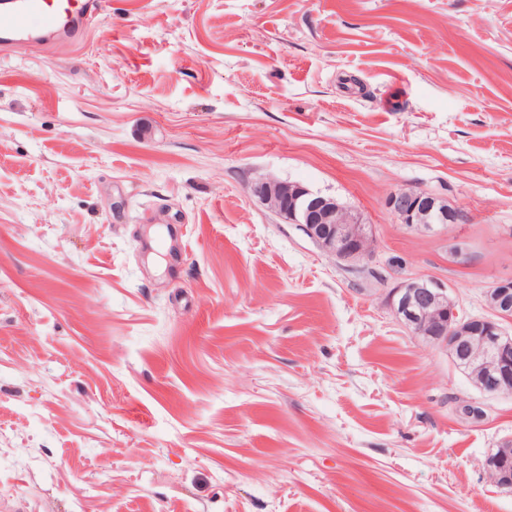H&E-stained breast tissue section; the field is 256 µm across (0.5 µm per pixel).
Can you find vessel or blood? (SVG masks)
<instances>
[{
	"label": "vessel or blood",
	"mask_w": 512,
	"mask_h": 512,
	"mask_svg": "<svg viewBox=\"0 0 512 512\" xmlns=\"http://www.w3.org/2000/svg\"><path fill=\"white\" fill-rule=\"evenodd\" d=\"M102 10V0H9L0 7V41L40 38L42 33L83 36Z\"/></svg>",
	"instance_id": "obj_1"
}]
</instances>
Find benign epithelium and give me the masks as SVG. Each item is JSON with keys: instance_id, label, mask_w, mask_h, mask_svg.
I'll list each match as a JSON object with an SVG mask.
<instances>
[{"instance_id": "7a95c632", "label": "benign epithelium", "mask_w": 512, "mask_h": 512, "mask_svg": "<svg viewBox=\"0 0 512 512\" xmlns=\"http://www.w3.org/2000/svg\"><path fill=\"white\" fill-rule=\"evenodd\" d=\"M249 193L275 214L288 219L327 255L357 262L371 251L370 225L362 223L336 198L312 192L299 182L258 178ZM386 207L409 228L446 229L463 221L462 213L438 196L416 190L390 193ZM396 317L413 335L448 351L456 365L486 396L512 394V279L499 281L487 293L493 318L467 317L449 297L448 287L431 278H415L393 287L387 296ZM494 484L512 488V448L486 458Z\"/></svg>"}]
</instances>
